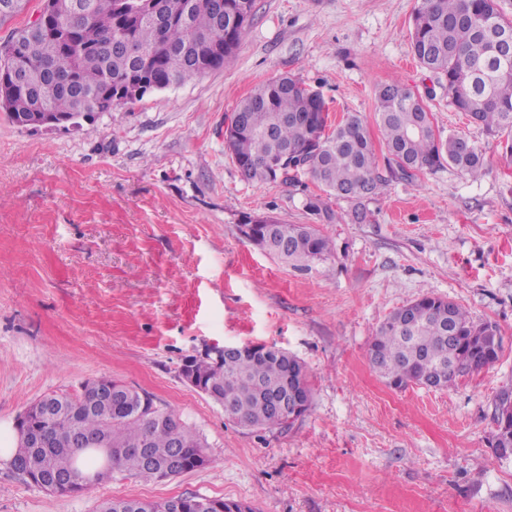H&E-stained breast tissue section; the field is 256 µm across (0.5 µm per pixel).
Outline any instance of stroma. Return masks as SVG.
I'll list each match as a JSON object with an SVG mask.
<instances>
[{
  "mask_svg": "<svg viewBox=\"0 0 512 512\" xmlns=\"http://www.w3.org/2000/svg\"><path fill=\"white\" fill-rule=\"evenodd\" d=\"M418 0H256L234 60L78 128L25 129L0 111V423L48 393L112 378L154 395L208 444L206 466L162 482L114 475L59 496L0 464V512H94L103 498L204 495L252 512H512L492 402L512 383V162L415 59ZM291 75L331 123L360 113L379 164L376 90L428 101L487 173L452 166L390 178L356 223L306 175L244 179L224 127L257 86ZM319 199L335 218L307 206ZM314 224L327 258L297 271L245 239L244 217ZM424 295L495 322L498 361L449 389L388 387L366 353L378 326ZM259 343L306 365L313 400L286 429L256 430L185 384L203 347Z\"/></svg>",
  "mask_w": 512,
  "mask_h": 512,
  "instance_id": "1",
  "label": "stroma"
}]
</instances>
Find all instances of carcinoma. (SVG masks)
Instances as JSON below:
<instances>
[{
    "label": "carcinoma",
    "mask_w": 512,
    "mask_h": 512,
    "mask_svg": "<svg viewBox=\"0 0 512 512\" xmlns=\"http://www.w3.org/2000/svg\"><path fill=\"white\" fill-rule=\"evenodd\" d=\"M44 0L48 29L29 25L0 45V109L19 127L36 113L60 127L88 119L99 103L119 105L128 82L147 80L145 92L166 89L207 72L221 70L234 57L253 15L254 0ZM512 36L501 0H420L411 47L421 67L448 90L449 103L467 113L493 136H506L512 160V54L497 51L496 38ZM122 39L133 41L144 59L97 48ZM188 50L199 66L182 67L166 54ZM27 68L33 81L15 84L12 70ZM376 122L390 155V175L413 179L448 164L472 179L484 172L482 153L465 137L437 132L422 96L394 82L377 91ZM239 122L224 146L243 177L252 182L293 180L300 173L324 191L354 204L353 218H367L364 201L386 182L367 127L356 113L328 124L321 94L285 75L244 98ZM240 233L253 244L306 270L331 252L329 239L313 224H285L248 217ZM503 339L496 324L474 321L455 302L436 296L416 298L385 319L369 343L367 360L387 385L403 389L435 378L448 389L457 378L494 365ZM195 388L224 415L253 429L291 427L279 415L286 399L303 417L312 403L305 365L278 347L249 349L216 359L191 357ZM103 391L105 400L85 395ZM492 448H512V399L493 400ZM22 427L32 439H17L9 467L38 486L49 476H66L72 487L54 490L74 495L86 477L100 482L116 473L158 481L160 467L178 453L189 472L206 465L207 442L175 413L155 406L152 395L108 378L87 381L76 395L52 394L25 415ZM53 436L46 446L35 436ZM98 437L101 448L80 446L74 437ZM169 500H101L95 512H167ZM184 512H252L240 502L183 497Z\"/></svg>",
    "instance_id": "obj_1"
}]
</instances>
